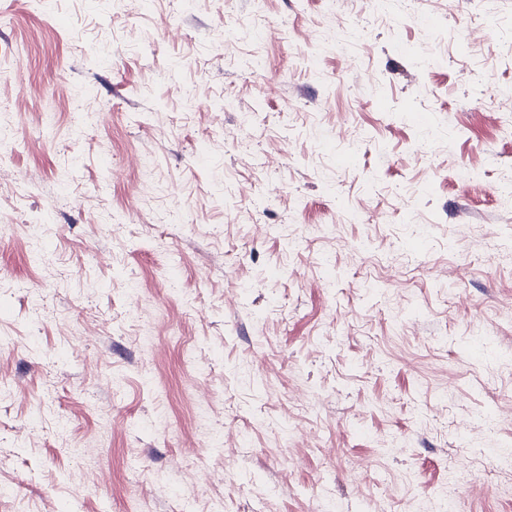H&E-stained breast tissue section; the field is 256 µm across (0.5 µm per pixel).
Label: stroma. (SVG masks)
<instances>
[{"label":"stroma","mask_w":512,"mask_h":512,"mask_svg":"<svg viewBox=\"0 0 512 512\" xmlns=\"http://www.w3.org/2000/svg\"><path fill=\"white\" fill-rule=\"evenodd\" d=\"M509 106L512 0H0V512H512Z\"/></svg>","instance_id":"stroma-1"}]
</instances>
